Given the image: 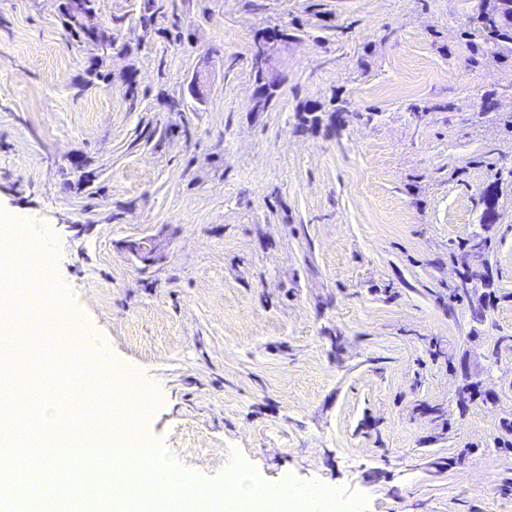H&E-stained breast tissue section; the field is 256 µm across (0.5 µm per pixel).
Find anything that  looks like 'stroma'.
<instances>
[{
    "instance_id": "1",
    "label": "stroma",
    "mask_w": 512,
    "mask_h": 512,
    "mask_svg": "<svg viewBox=\"0 0 512 512\" xmlns=\"http://www.w3.org/2000/svg\"><path fill=\"white\" fill-rule=\"evenodd\" d=\"M63 3L0 0V214L156 393L154 447L362 512H512V178L494 222L480 201L512 169V68L471 65L469 0H156L149 28L143 0H100L101 52ZM286 21L287 80L249 111L253 37ZM335 95L344 127L297 131ZM154 236L146 266L126 246ZM480 240L494 286L456 295Z\"/></svg>"
}]
</instances>
